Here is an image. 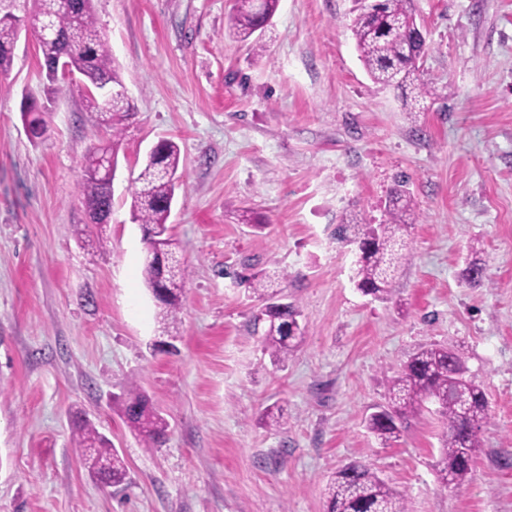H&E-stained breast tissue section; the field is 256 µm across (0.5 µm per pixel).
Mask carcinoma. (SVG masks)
<instances>
[{
	"instance_id": "1",
	"label": "carcinoma",
	"mask_w": 512,
	"mask_h": 512,
	"mask_svg": "<svg viewBox=\"0 0 512 512\" xmlns=\"http://www.w3.org/2000/svg\"><path fill=\"white\" fill-rule=\"evenodd\" d=\"M94 0H35L26 16L16 15L0 22V75L11 70L14 47L20 30L45 34L36 38L47 82L59 80L57 63L66 62L89 87L83 94L85 109L97 113L98 124L112 129V138L100 141L89 150L83 162L82 191L88 215L93 222L111 214L107 201L112 191L100 178L106 156L115 155L121 122L134 111L119 75L106 33L98 26ZM414 0H371L360 8L352 24L356 49L372 80L383 86L412 87L415 98L433 99L435 89L421 77L417 61L426 51V32L417 21ZM280 0H236L229 19V30L241 42H248L273 18ZM61 14L74 18L70 25L57 23ZM28 133L42 137L48 127L47 113L30 104L22 110ZM181 161L179 145L162 139L147 153L135 180L131 219L139 224L142 239L154 249L156 257L146 262L143 277L158 301L163 332L175 323L180 312V297L189 272L181 262L170 268L167 260L176 258V243L168 233L167 220L176 195V172ZM387 222L341 223L338 236L354 229L361 252L355 272L356 287L365 295L386 299L396 274L407 260L404 233L417 220V203L398 181L389 200ZM249 290L261 303L262 320L268 323L263 336L264 350L283 363L299 347L304 336L301 313L293 303L283 304L273 290V276L254 273L247 279ZM388 404L371 413L366 427L382 443L400 436L398 422L421 411L431 402L446 425L441 440L440 480L445 486H459L473 472L472 458L479 447V431L488 415L483 389L467 379L459 356L443 347L421 349L387 384ZM123 415L128 427L139 435L147 448L166 435L169 423L150 399L135 388L127 391ZM75 440L83 468L98 483L118 486L126 482L127 467L112 442L84 418L75 426ZM328 512H410L406 497L391 488L365 465L351 463L338 470L327 488Z\"/></svg>"
}]
</instances>
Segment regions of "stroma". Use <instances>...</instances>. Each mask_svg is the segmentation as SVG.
<instances>
[{
  "label": "stroma",
  "mask_w": 512,
  "mask_h": 512,
  "mask_svg": "<svg viewBox=\"0 0 512 512\" xmlns=\"http://www.w3.org/2000/svg\"><path fill=\"white\" fill-rule=\"evenodd\" d=\"M235 0H95L135 106L122 123L105 247L92 245L81 163L106 138L80 92H46L33 36L0 75V512H326L351 462L411 512H512V0H415L419 61L438 100L411 111L355 49L357 0H281L259 46L228 32ZM50 112L27 136L20 107ZM181 149L168 220L191 270L173 352L130 220L144 157ZM420 211L387 300L352 282L343 216L380 224L399 176ZM249 209L262 229L237 221ZM485 269L470 286V261ZM282 271L305 334L286 363L262 344L260 305L237 277ZM458 354L488 420L471 480L439 482L434 406L385 445L366 428L414 354ZM137 384L168 419L144 447L119 397ZM282 409L285 423L264 419ZM84 414L124 456L105 487L80 464Z\"/></svg>",
  "instance_id": "1"
}]
</instances>
